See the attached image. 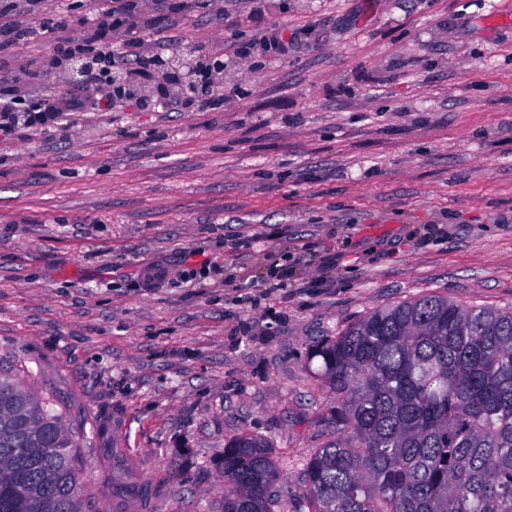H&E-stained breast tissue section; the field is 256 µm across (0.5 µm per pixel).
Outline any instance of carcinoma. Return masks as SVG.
Returning <instances> with one entry per match:
<instances>
[{
	"label": "carcinoma",
	"mask_w": 512,
	"mask_h": 512,
	"mask_svg": "<svg viewBox=\"0 0 512 512\" xmlns=\"http://www.w3.org/2000/svg\"><path fill=\"white\" fill-rule=\"evenodd\" d=\"M312 355L336 438L301 468L309 512H512V307L428 293L379 307ZM73 441L0 374V512H80ZM222 512H271L267 441L227 439Z\"/></svg>",
	"instance_id": "cac0c4a2"
}]
</instances>
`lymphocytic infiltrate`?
Listing matches in <instances>:
<instances>
[{"instance_id": "f902f5d3", "label": "lymphocytic infiltrate", "mask_w": 512, "mask_h": 512, "mask_svg": "<svg viewBox=\"0 0 512 512\" xmlns=\"http://www.w3.org/2000/svg\"><path fill=\"white\" fill-rule=\"evenodd\" d=\"M46 0H0V64L11 59L17 45L53 33L56 50L39 65L25 64L18 74L0 67V136L42 131L58 126L67 112L82 109L94 99L95 109L112 108V94L105 81L112 68V52L102 43L103 35H119L138 26L142 19V0H121L118 7L103 10L99 16L83 21L71 20L64 12H47ZM82 52L94 57L92 67L81 68L60 95L20 94L19 82L37 87L55 73L63 60Z\"/></svg>"}]
</instances>
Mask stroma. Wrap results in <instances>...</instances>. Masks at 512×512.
Here are the masks:
<instances>
[{
  "mask_svg": "<svg viewBox=\"0 0 512 512\" xmlns=\"http://www.w3.org/2000/svg\"><path fill=\"white\" fill-rule=\"evenodd\" d=\"M169 2L133 36L240 44L222 109L0 140V367L72 435L81 512H117L116 413L146 512H219L240 432L274 512H308L300 463L335 435L315 346L426 293L512 306V0Z\"/></svg>",
  "mask_w": 512,
  "mask_h": 512,
  "instance_id": "1",
  "label": "stroma"
}]
</instances>
